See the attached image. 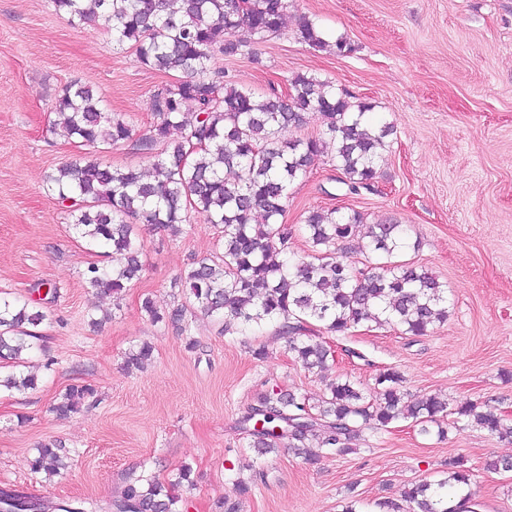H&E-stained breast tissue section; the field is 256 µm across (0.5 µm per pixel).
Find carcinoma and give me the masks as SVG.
Returning a JSON list of instances; mask_svg holds the SVG:
<instances>
[{"mask_svg": "<svg viewBox=\"0 0 512 512\" xmlns=\"http://www.w3.org/2000/svg\"><path fill=\"white\" fill-rule=\"evenodd\" d=\"M51 0L54 11L74 25L102 27L112 46L134 49L137 60L178 81L155 91L151 107L158 122L150 133L135 136L117 114L103 111L101 99L88 86L70 84L55 100L62 117L61 135L88 151L71 157L46 177V189L64 206L74 229L90 243L121 256L108 270L97 264L84 277L97 294L116 298L143 272L140 225L180 231L190 212L222 226L223 256L217 262L196 259L181 277L193 309L222 322L224 334L245 335L273 323L289 337V350L307 370L321 369L331 348L321 333L334 335L366 321L393 325L420 336L448 320L447 288L428 270L396 261L408 247L401 224H371L366 232L369 260L354 270L337 252L355 226L358 211L312 210L301 230L310 250L293 248L295 229L284 221L292 184L304 177L314 158L328 152L340 173L338 182L352 193L376 182L378 159L391 134L387 123H374L373 105L355 104L336 92L332 82L307 75L289 80L285 94L255 93L213 70L218 54H248L258 61L252 45L282 30L289 0ZM295 38L325 48L320 27L305 18ZM322 132L289 140L290 127L305 125L311 116ZM123 144L150 162L147 173L118 168L103 153ZM262 217L256 223V216ZM142 310L156 321H167L193 349L191 323L183 307L159 310L153 299ZM46 319L42 307L0 296V358L22 362L23 352L43 341L38 327ZM154 347L143 341L125 353V365L140 369L153 358ZM402 376L387 369L375 378V397L360 384L336 378L326 384L318 409L306 398L271 388L243 417L249 447L264 456L282 445L310 463L323 454L343 456L353 450L361 426L386 427L409 419L428 435L447 415L448 401L437 396L410 397L401 391ZM34 390L32 374L0 378V389ZM95 397L90 385L73 384L52 405L59 418L79 412ZM464 426L500 439H512V422L469 402L455 410ZM263 429L255 427L257 419ZM71 450L58 440L36 448L31 470L51 478L66 467ZM469 474L465 459L448 460L447 477L437 484L405 488L401 500L408 512H458L448 498L465 490ZM245 481L234 484V495L223 498V512H239L249 494ZM178 498L168 485L155 480L130 481L114 512H178ZM42 504L30 495L0 489V512H36ZM89 499L56 505L58 512H97Z\"/></svg>", "mask_w": 512, "mask_h": 512, "instance_id": "obj_1", "label": "carcinoma"}]
</instances>
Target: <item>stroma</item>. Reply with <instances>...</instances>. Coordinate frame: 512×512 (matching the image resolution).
<instances>
[{
    "label": "stroma",
    "instance_id": "1",
    "mask_svg": "<svg viewBox=\"0 0 512 512\" xmlns=\"http://www.w3.org/2000/svg\"><path fill=\"white\" fill-rule=\"evenodd\" d=\"M316 20L330 46L310 47L294 32ZM346 39L351 53L336 54ZM254 56H216L213 67L263 96L298 74L332 82L352 101L373 105L393 132L373 190L350 193L318 157L291 188L286 220L312 209L355 210L364 217L341 258L365 263L368 225L392 220L409 229L402 257L448 289V320L425 335L365 322L329 337L333 358L308 371L273 327L223 333L196 315L194 349L165 322L141 311L143 296L169 311L186 304L178 278L192 259L218 258L220 232L192 217L179 234L139 231L145 273L120 299L86 286L89 264L112 267L91 248L45 189V178L77 152L54 129L59 91L77 82L103 98L137 134L157 118L151 96L171 76L116 52L101 28L71 25L50 0H0V292L29 298L48 282L42 348L22 370L36 389L0 392V488L23 490L45 504L90 497L108 507L135 478L173 483L180 512H215L236 479L250 481L239 512H377L410 484L441 479L445 462L464 457L478 512H512V472L490 470L512 455V442L459 428L467 402L512 412V0H291L282 31L254 44ZM154 347L141 370L124 366L136 343ZM266 350L255 359V348ZM52 368H45V361ZM387 369L411 396L436 394L450 413L445 437L421 435L411 421L364 427L356 449L310 464L283 448L265 456L247 446L241 417L278 386L318 404L337 377L373 389ZM96 390L92 405L66 419L51 402L73 384ZM59 439L76 454L59 476L31 471L42 442ZM192 486L176 484L181 466Z\"/></svg>",
    "mask_w": 512,
    "mask_h": 512
}]
</instances>
